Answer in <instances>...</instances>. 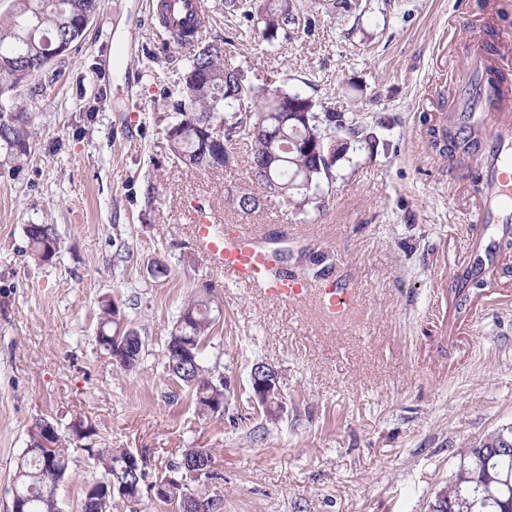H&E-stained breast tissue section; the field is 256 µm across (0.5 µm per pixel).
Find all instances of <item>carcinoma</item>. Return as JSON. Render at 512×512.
I'll return each mask as SVG.
<instances>
[{
	"mask_svg": "<svg viewBox=\"0 0 512 512\" xmlns=\"http://www.w3.org/2000/svg\"><path fill=\"white\" fill-rule=\"evenodd\" d=\"M100 0H12L8 15L0 20V155L4 163H12L27 156L30 151L31 123L26 106L15 102L18 88L38 76L45 58L61 42L74 45L84 32L75 26L80 15H94ZM244 17L256 20L264 36L272 39L280 31L296 23L292 0H267L257 11L248 7ZM189 70L198 72L197 80L182 77L181 95L170 101V107L181 119L170 125L166 140L170 151L184 165L200 170L224 168L225 158L209 156L200 151L201 135L211 127L224 129V143L228 151L243 142L251 146L248 165L252 179L265 189L267 197L278 198L295 210L308 208L322 210L326 196L319 192L321 185L335 181L333 166L339 155L336 148L338 133L345 132L356 141L372 145L363 127L336 112L318 111L314 99L300 91H290L275 83L257 86L248 81L244 70L224 63L223 51L206 47L192 60ZM304 105L309 111L308 122L299 120L294 104ZM261 126L265 134L254 133ZM319 139L322 142V163L317 167L301 146ZM240 211L250 214L265 205L263 198L249 192L238 196ZM26 236L32 255L40 261L51 259L50 244L56 241L54 228L48 224H30ZM213 299L210 288L193 293L187 300L186 322L176 323L170 336H178L179 343L196 346L210 335L215 318L212 317ZM112 302L100 305L98 342L106 355H112ZM212 368L205 365L202 351L195 354V364L183 374L164 368L166 376L188 388L196 409L211 412L208 402L210 390L216 387ZM93 426L80 421L69 424L66 432H57L55 447L46 453L26 450L17 463L13 490L28 498L27 512H56L54 481L67 477L70 456L68 443L79 439L89 456L96 458L103 468L102 477L84 486L81 512H112L114 504L125 499L139 500L137 492L126 498L112 495V485H138L150 490L147 483V461H142L143 481L136 482L131 471L132 452L127 448H97L93 442ZM512 441V429L502 428L483 440L481 448L466 460L467 475L451 481L447 487L448 503H463L466 512H512V450L499 451L501 439ZM212 460L207 448H191L182 459L169 465L159 476L169 482L166 493L158 501L175 506L176 512H188L186 503H209V498L188 491L185 480L194 482L213 478V473L194 466L191 459Z\"/></svg>",
	"mask_w": 512,
	"mask_h": 512,
	"instance_id": "obj_1",
	"label": "carcinoma"
}]
</instances>
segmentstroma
<instances>
[{"mask_svg":"<svg viewBox=\"0 0 512 512\" xmlns=\"http://www.w3.org/2000/svg\"><path fill=\"white\" fill-rule=\"evenodd\" d=\"M204 2L205 28L177 45L150 26L146 0H102L81 42L17 91L33 135L27 159L0 167V512L35 423L78 417L98 447L130 449L153 476L210 449L215 477L191 490L220 496L221 512H428L463 451L512 426V304L483 292L468 334L450 333L455 265L472 243L470 161L440 156L424 132L466 72L471 19L497 41L512 33V0H294L296 25L271 41L229 0ZM208 45L255 85L302 89L373 133L375 148L341 152L324 210L234 209L238 194L263 193L245 145L219 171L169 152V102ZM201 198L226 232L247 225L270 247L326 257L350 312L331 321L226 279L194 244ZM29 224L54 227L51 260L33 258ZM157 259L168 276L149 273ZM205 286L220 317L203 358L231 391L214 415L163 368L185 300ZM105 298L141 332L133 369L96 341ZM259 361L281 376L274 421L250 400ZM69 454L57 497L79 512L103 468Z\"/></svg>","mask_w":512,"mask_h":512,"instance_id":"1","label":"stroma"}]
</instances>
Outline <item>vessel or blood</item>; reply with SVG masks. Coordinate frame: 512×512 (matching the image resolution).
Here are the masks:
<instances>
[{
  "label": "vessel or blood",
  "instance_id": "1",
  "mask_svg": "<svg viewBox=\"0 0 512 512\" xmlns=\"http://www.w3.org/2000/svg\"><path fill=\"white\" fill-rule=\"evenodd\" d=\"M203 13V0H168L167 10H152L149 18L168 32L173 20L188 15L199 18ZM470 44L469 77L451 113L450 127L458 151L469 156L480 175L482 192L471 219L479 235L467 263L455 274L461 288L476 277L494 281L500 241L512 235V114L503 110L512 98V40L504 38L492 46L477 32ZM193 236L216 270L267 298L288 304L314 291L320 307L331 317L343 313L352 302L350 293L337 285L315 291L309 283L271 276V259L258 243V231L240 229L227 234L209 207H199Z\"/></svg>",
  "mask_w": 512,
  "mask_h": 512
}]
</instances>
